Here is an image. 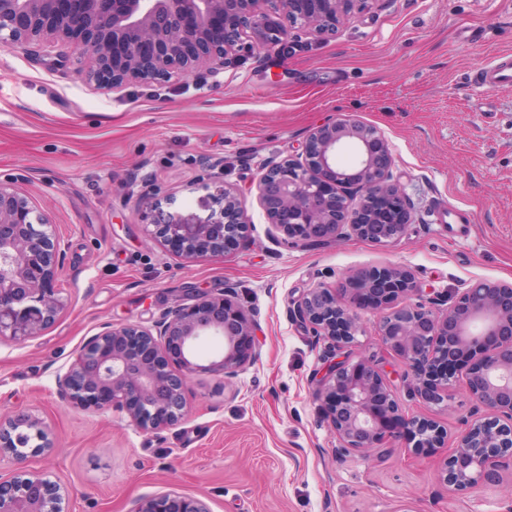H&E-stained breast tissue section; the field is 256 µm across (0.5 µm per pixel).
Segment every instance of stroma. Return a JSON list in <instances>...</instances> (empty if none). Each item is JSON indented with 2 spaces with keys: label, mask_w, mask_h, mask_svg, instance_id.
<instances>
[{
  "label": "stroma",
  "mask_w": 512,
  "mask_h": 512,
  "mask_svg": "<svg viewBox=\"0 0 512 512\" xmlns=\"http://www.w3.org/2000/svg\"><path fill=\"white\" fill-rule=\"evenodd\" d=\"M503 53L512 0H373L323 39L245 50L187 79L99 84L51 67L44 52L0 48V179L21 177L68 247L59 318L0 342V415L27 411L54 441L30 471L74 491L71 512H132L171 488L210 512H512V469L466 492L440 483L473 402L460 384L445 404L410 397L406 367L370 313L354 357L376 360L406 412L437 421L449 440L427 455L396 446L381 458L336 456L313 396L323 349L287 313L303 288L367 266L410 269L424 301L474 281L512 283V89L474 85ZM338 113L386 137L411 224L389 243L276 244L251 179L267 159L300 156L309 131ZM207 162L218 178L201 179ZM225 184L241 190L249 224L246 245L228 254L187 257L149 240L125 201L151 196L205 220L220 213ZM448 208L468 223H441ZM229 284L255 315L260 358L228 386L193 376L179 423L145 433L126 413L59 401L56 371L102 324L148 326L190 303L193 288Z\"/></svg>",
  "instance_id": "35a3bbf8"
}]
</instances>
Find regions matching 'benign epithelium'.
Segmentation results:
<instances>
[{
  "mask_svg": "<svg viewBox=\"0 0 512 512\" xmlns=\"http://www.w3.org/2000/svg\"><path fill=\"white\" fill-rule=\"evenodd\" d=\"M354 0H0V47H62L53 58L90 79L112 84L130 80L189 77L206 66L217 73L246 48L273 52L290 33L316 38L348 20ZM279 12L288 27L270 22ZM262 41L246 44L249 32ZM357 151L340 167L337 154ZM393 156L382 133L350 114L314 127L300 159H271L257 170L258 199L277 242L308 247L324 239L356 236L376 243L402 237L410 222L406 196L392 181ZM339 190L328 195L324 183ZM394 206L386 221L367 214L374 196ZM220 217L173 219L147 198L136 201L145 235L174 245L186 256L230 253L247 242L248 222L237 192L224 187ZM66 245L50 216L13 182L0 181V341L38 336L64 310L54 282L66 264ZM418 291L401 267H365L333 287L304 289L288 303L291 319L328 342L329 356L314 395L340 447L336 452L373 450L403 442L416 454L443 447L448 431L437 422L403 414L398 400L371 361L336 352L354 345L359 312L379 316L382 343L408 368L414 396L431 404L448 401L462 381L474 402L463 422L457 449L445 459L443 484L465 492L512 466V284L476 281L447 297L437 311L401 300ZM253 316L233 288L164 311L150 326L107 324L90 337L75 359L55 375L58 399L99 411L124 410L140 430L177 424L188 407L192 376L210 374L231 383L259 359ZM217 336L222 354L208 363L196 357L199 342ZM54 442L40 421L25 413L0 418V462L13 466L0 476V512H68L61 487L27 469L31 457L47 456ZM132 512H209L205 501L169 490L139 500Z\"/></svg>",
  "mask_w": 512,
  "mask_h": 512,
  "instance_id": "1",
  "label": "benign epithelium"
}]
</instances>
